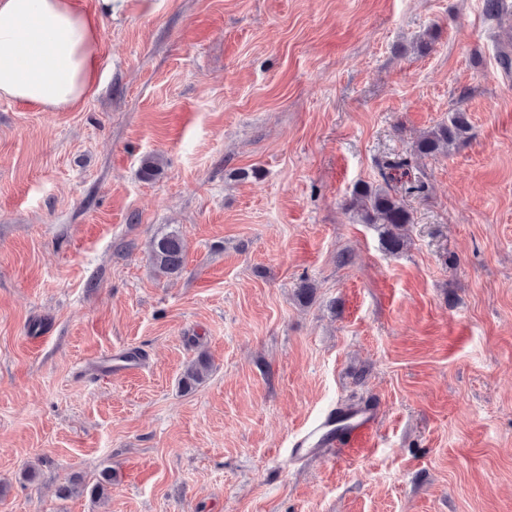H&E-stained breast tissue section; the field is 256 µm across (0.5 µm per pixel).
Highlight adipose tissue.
Segmentation results:
<instances>
[{
  "label": "adipose tissue",
  "instance_id": "obj_1",
  "mask_svg": "<svg viewBox=\"0 0 512 512\" xmlns=\"http://www.w3.org/2000/svg\"><path fill=\"white\" fill-rule=\"evenodd\" d=\"M120 0H0V98L45 110L74 107L98 88L99 15Z\"/></svg>",
  "mask_w": 512,
  "mask_h": 512
}]
</instances>
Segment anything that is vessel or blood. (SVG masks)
<instances>
[{
  "mask_svg": "<svg viewBox=\"0 0 512 512\" xmlns=\"http://www.w3.org/2000/svg\"><path fill=\"white\" fill-rule=\"evenodd\" d=\"M374 431V421L367 411L359 408H338L322 416L299 434L292 442L288 454L299 459L317 455L321 451L335 453L337 447L348 449L364 446Z\"/></svg>",
  "mask_w": 512,
  "mask_h": 512,
  "instance_id": "b4317fda",
  "label": "vessel or blood"
}]
</instances>
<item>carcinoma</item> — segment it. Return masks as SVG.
I'll return each mask as SVG.
<instances>
[{
	"instance_id": "obj_1",
	"label": "carcinoma",
	"mask_w": 512,
	"mask_h": 512,
	"mask_svg": "<svg viewBox=\"0 0 512 512\" xmlns=\"http://www.w3.org/2000/svg\"><path fill=\"white\" fill-rule=\"evenodd\" d=\"M470 129L466 113L457 110L448 117V121L420 135L413 144V150L423 156L446 154L469 137ZM410 167V161L406 158L385 162L389 173L383 175L384 183L357 185L347 202L348 208L356 212L362 223L376 228L382 244L391 253L404 249L408 225L412 223L403 196L421 194L426 189L424 182L411 178ZM184 258L185 245L179 232L170 231L154 238L150 260L158 272L168 276L179 274ZM210 372V363L202 352L184 370L182 383L191 389L202 384ZM111 489L112 471L104 469L91 484L79 479L68 481L59 488V496L87 495L100 501L109 498Z\"/></svg>"
}]
</instances>
